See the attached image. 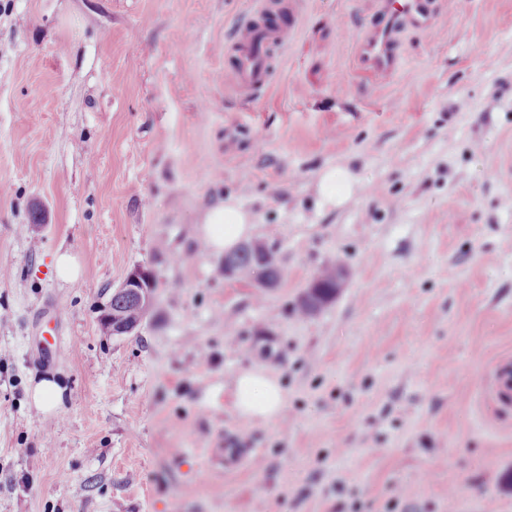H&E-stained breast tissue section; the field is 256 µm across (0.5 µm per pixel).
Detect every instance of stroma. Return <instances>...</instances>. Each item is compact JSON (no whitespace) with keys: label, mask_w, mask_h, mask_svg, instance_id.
<instances>
[{"label":"stroma","mask_w":512,"mask_h":512,"mask_svg":"<svg viewBox=\"0 0 512 512\" xmlns=\"http://www.w3.org/2000/svg\"><path fill=\"white\" fill-rule=\"evenodd\" d=\"M252 8L0 0V512H512V0H430L386 83L354 63L379 0H310L248 99L224 51ZM228 197L278 287L202 250ZM336 260L335 301L300 315ZM136 269L153 304L106 332ZM254 368L283 418L239 414ZM232 437L259 458L215 460ZM320 189L324 201L335 206L336 203H341L349 196L351 190L348 171L336 167L325 170L320 176ZM63 389L51 379H43L30 388V397L37 409L52 412L61 400Z\"/></svg>","instance_id":"1"}]
</instances>
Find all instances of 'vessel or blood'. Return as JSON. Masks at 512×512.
<instances>
[{
  "mask_svg": "<svg viewBox=\"0 0 512 512\" xmlns=\"http://www.w3.org/2000/svg\"><path fill=\"white\" fill-rule=\"evenodd\" d=\"M282 6L298 19L304 13L306 3L305 0H256L252 13L236 26L230 77L233 86L244 96L256 97L267 89L272 50H286L295 35L294 29L271 28L261 23L263 17ZM406 22L430 25L428 0H381L380 22L364 31L359 39L357 61L379 81H388L394 72L398 58L397 32ZM216 454L226 467L233 468L255 460L258 451L230 443L217 449Z\"/></svg>",
  "mask_w": 512,
  "mask_h": 512,
  "instance_id": "1",
  "label": "vessel or blood"
}]
</instances>
